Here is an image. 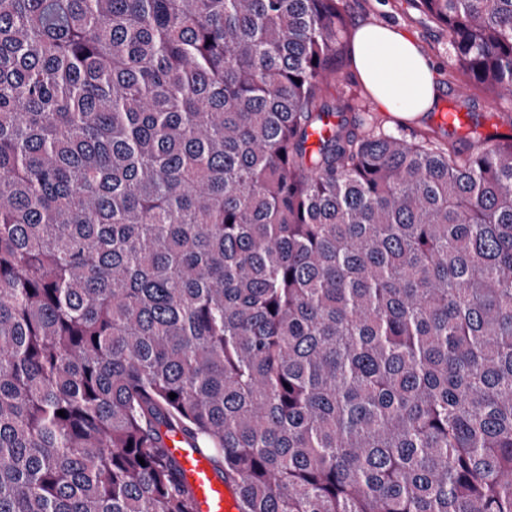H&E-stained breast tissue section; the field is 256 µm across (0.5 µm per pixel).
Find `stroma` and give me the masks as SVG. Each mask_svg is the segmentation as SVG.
I'll list each match as a JSON object with an SVG mask.
<instances>
[{"label":"stroma","mask_w":512,"mask_h":512,"mask_svg":"<svg viewBox=\"0 0 512 512\" xmlns=\"http://www.w3.org/2000/svg\"><path fill=\"white\" fill-rule=\"evenodd\" d=\"M343 16L350 27L359 23H385L413 37L432 64L441 90L440 100L434 112L411 119L381 111L347 60L342 62L336 81L329 86L328 96L353 98L355 103L365 105L386 128L437 137L447 135L461 146L473 142L479 133L507 132L502 120L503 105L494 101L489 91L476 86L468 74L451 65L447 32L421 15L410 0H344ZM470 109L482 115L480 130H473L466 122L451 126L442 119L445 113H464Z\"/></svg>","instance_id":"35a3bbf8"}]
</instances>
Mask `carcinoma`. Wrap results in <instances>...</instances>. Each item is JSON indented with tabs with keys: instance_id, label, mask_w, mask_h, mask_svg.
<instances>
[{
	"instance_id": "obj_1",
	"label": "carcinoma",
	"mask_w": 512,
	"mask_h": 512,
	"mask_svg": "<svg viewBox=\"0 0 512 512\" xmlns=\"http://www.w3.org/2000/svg\"><path fill=\"white\" fill-rule=\"evenodd\" d=\"M414 5L512 105V0ZM341 7L0 0V512H194L175 432L240 512H512V135L325 100Z\"/></svg>"
}]
</instances>
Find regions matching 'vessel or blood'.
Instances as JSON below:
<instances>
[{"label":"vessel or blood","mask_w":512,"mask_h":512,"mask_svg":"<svg viewBox=\"0 0 512 512\" xmlns=\"http://www.w3.org/2000/svg\"><path fill=\"white\" fill-rule=\"evenodd\" d=\"M169 453L176 461L181 480L188 485L197 503V512H238L237 501L224 484L202 449L192 447L182 434L168 441Z\"/></svg>","instance_id":"b4317fda"}]
</instances>
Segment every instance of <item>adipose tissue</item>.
<instances>
[{
	"label": "adipose tissue",
	"instance_id": "adipose-tissue-1",
	"mask_svg": "<svg viewBox=\"0 0 512 512\" xmlns=\"http://www.w3.org/2000/svg\"><path fill=\"white\" fill-rule=\"evenodd\" d=\"M350 53L379 109L405 117L433 110L437 101L434 72L405 32L385 24L358 25Z\"/></svg>",
	"mask_w": 512,
	"mask_h": 512
}]
</instances>
